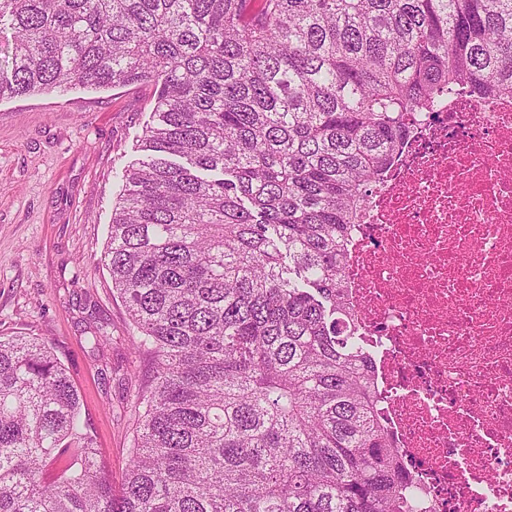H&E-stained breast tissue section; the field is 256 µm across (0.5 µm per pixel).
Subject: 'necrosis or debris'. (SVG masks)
<instances>
[{
  "mask_svg": "<svg viewBox=\"0 0 512 512\" xmlns=\"http://www.w3.org/2000/svg\"><path fill=\"white\" fill-rule=\"evenodd\" d=\"M346 276L417 512H512V96L414 117Z\"/></svg>",
  "mask_w": 512,
  "mask_h": 512,
  "instance_id": "obj_1",
  "label": "necrosis or debris"
}]
</instances>
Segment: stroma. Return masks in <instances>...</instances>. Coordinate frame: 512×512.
I'll return each mask as SVG.
<instances>
[{
  "instance_id": "35a3bbf8",
  "label": "stroma",
  "mask_w": 512,
  "mask_h": 512,
  "mask_svg": "<svg viewBox=\"0 0 512 512\" xmlns=\"http://www.w3.org/2000/svg\"><path fill=\"white\" fill-rule=\"evenodd\" d=\"M152 96L79 85L0 101V336L53 347L116 488L135 434L131 399L151 365L131 349L135 329L101 258ZM98 327L111 339L95 351Z\"/></svg>"
}]
</instances>
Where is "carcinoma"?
<instances>
[{"mask_svg":"<svg viewBox=\"0 0 512 512\" xmlns=\"http://www.w3.org/2000/svg\"><path fill=\"white\" fill-rule=\"evenodd\" d=\"M151 85L103 262L152 375L112 487L0 338V512H411L345 268L416 112L512 95V0H0V101Z\"/></svg>","mask_w":512,"mask_h":512,"instance_id":"carcinoma-1","label":"carcinoma"}]
</instances>
